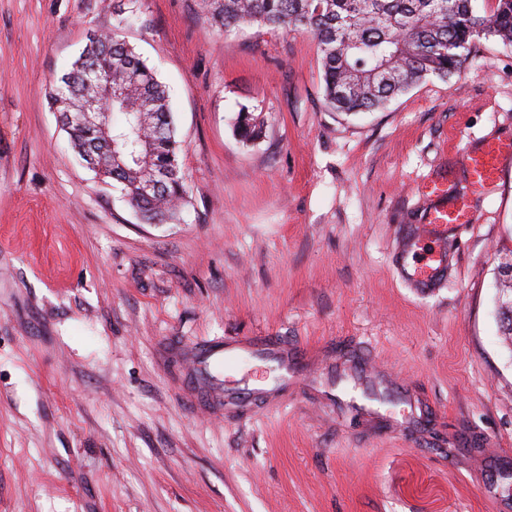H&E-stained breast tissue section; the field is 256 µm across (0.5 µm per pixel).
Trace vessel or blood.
<instances>
[{"label":"vessel or blood","mask_w":512,"mask_h":512,"mask_svg":"<svg viewBox=\"0 0 512 512\" xmlns=\"http://www.w3.org/2000/svg\"><path fill=\"white\" fill-rule=\"evenodd\" d=\"M512 159V137L500 138L486 143L481 148L467 154L469 186L479 191L496 180L504 160ZM472 221V215L466 200H459L455 207L434 208L428 218L429 233L433 236L446 235L448 228ZM250 361L258 357L276 362L286 374L301 370V353H288L270 340L258 336H246L232 344L215 342L194 351L190 364L196 373H203L207 364L221 362L226 358Z\"/></svg>","instance_id":"obj_1"}]
</instances>
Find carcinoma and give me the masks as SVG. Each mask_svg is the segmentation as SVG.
Instances as JSON below:
<instances>
[{"instance_id": "1", "label": "carcinoma", "mask_w": 512, "mask_h": 512, "mask_svg": "<svg viewBox=\"0 0 512 512\" xmlns=\"http://www.w3.org/2000/svg\"><path fill=\"white\" fill-rule=\"evenodd\" d=\"M474 0H199L206 21L224 35L258 27L305 31L315 40L326 105L357 114L384 107L428 79L461 73L471 46L494 38L512 46V0L489 13ZM105 72L112 97L91 78ZM51 98L75 154L103 182L117 186L146 217L170 219L185 199L181 144L168 95L155 71L116 33H91L71 68L53 82ZM91 98L103 101L104 130L69 121ZM235 127L244 141L261 134L242 108ZM166 169L164 187L141 194L147 169ZM501 336L512 349V307L498 308Z\"/></svg>"}]
</instances>
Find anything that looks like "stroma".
I'll return each mask as SVG.
<instances>
[{
    "label": "stroma",
    "instance_id": "1",
    "mask_svg": "<svg viewBox=\"0 0 512 512\" xmlns=\"http://www.w3.org/2000/svg\"><path fill=\"white\" fill-rule=\"evenodd\" d=\"M112 3L0 0V512H512V161L437 284L413 280L428 182L465 190L463 152L512 134V47L345 115L307 33L227 37L197 0H144L121 36L170 88L189 190L147 224L50 97ZM255 335L307 352L274 401L198 410L160 356ZM277 379L228 361L211 383ZM235 127L238 135L246 142L255 140L261 134V126L257 124V118L247 107H243L238 112Z\"/></svg>",
    "mask_w": 512,
    "mask_h": 512
}]
</instances>
